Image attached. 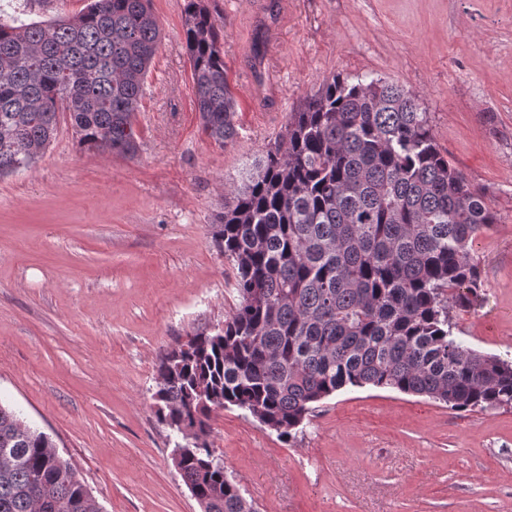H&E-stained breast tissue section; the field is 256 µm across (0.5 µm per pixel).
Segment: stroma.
Masks as SVG:
<instances>
[{"label":"stroma","instance_id":"35a3bbf8","mask_svg":"<svg viewBox=\"0 0 512 512\" xmlns=\"http://www.w3.org/2000/svg\"><path fill=\"white\" fill-rule=\"evenodd\" d=\"M89 2L0 0V19ZM184 4L150 0L159 44L134 157L82 147L64 121L33 166L0 178V403L51 438L100 512H201L155 415L158 357L233 315L235 271L212 239L224 194L332 76L415 92L485 193L497 222L471 246L482 286L454 334L512 359V0H205L236 99L223 148L201 130ZM212 428L258 512H512L509 408L367 386L316 403L288 442L234 407Z\"/></svg>","mask_w":512,"mask_h":512}]
</instances>
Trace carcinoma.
Instances as JSON below:
<instances>
[{
	"instance_id": "cac0c4a2",
	"label": "carcinoma",
	"mask_w": 512,
	"mask_h": 512,
	"mask_svg": "<svg viewBox=\"0 0 512 512\" xmlns=\"http://www.w3.org/2000/svg\"><path fill=\"white\" fill-rule=\"evenodd\" d=\"M184 34L202 131L232 144L236 103L202 0H185ZM158 42L149 0L0 22V176L33 165L63 118L87 149L134 156ZM495 223L485 194L438 148L416 93L334 75L292 113L213 225L235 269L236 312L157 365V415L179 437L176 469L203 512H255L213 448L218 410L236 407L289 441L315 403L347 388L512 408V361L457 342L450 317L478 296L470 244ZM52 447L0 403V512H92Z\"/></svg>"
}]
</instances>
